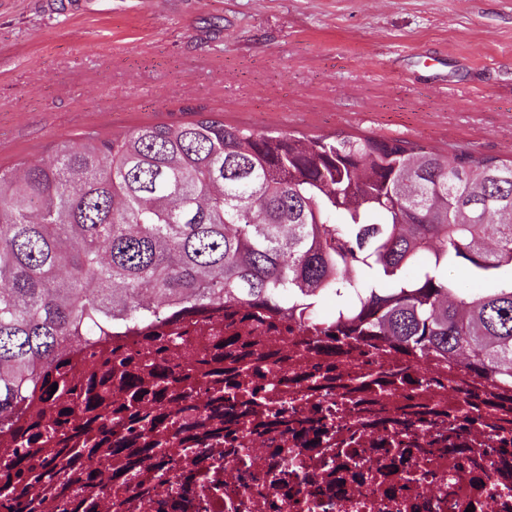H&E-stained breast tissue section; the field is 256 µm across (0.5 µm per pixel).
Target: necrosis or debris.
Returning <instances> with one entry per match:
<instances>
[{"label": "necrosis or debris", "instance_id": "4bbe7bcc", "mask_svg": "<svg viewBox=\"0 0 512 512\" xmlns=\"http://www.w3.org/2000/svg\"><path fill=\"white\" fill-rule=\"evenodd\" d=\"M209 305L165 310L150 323L114 327L137 346L142 336L176 324L214 322ZM271 411L287 410L288 433L241 426L235 443L183 435L182 447L142 458L131 469L83 462L64 477L70 497L44 495L41 512H74L89 497L96 512H512V435L473 424L467 446L448 443L447 423L400 432L362 428L336 391L317 398L292 384L266 389ZM483 451L482 469L468 448ZM150 484V495L136 485Z\"/></svg>", "mask_w": 512, "mask_h": 512}]
</instances>
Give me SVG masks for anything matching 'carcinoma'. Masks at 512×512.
<instances>
[{
  "label": "carcinoma",
  "mask_w": 512,
  "mask_h": 512,
  "mask_svg": "<svg viewBox=\"0 0 512 512\" xmlns=\"http://www.w3.org/2000/svg\"><path fill=\"white\" fill-rule=\"evenodd\" d=\"M450 267L498 287L464 288ZM147 297L222 304L224 331L178 325L130 347L112 326L151 318ZM324 299L336 302L328 321ZM290 322L327 323L299 337L328 357L319 376L295 373L314 395L336 380L333 354L363 343L400 357L336 386L372 425L380 413L395 425L447 414L426 396L386 401L431 358L460 367L465 401L497 391L458 426L475 413L511 432L512 161L460 152L450 170L418 143L259 133L202 115L64 139L47 159L0 167V424L56 462L42 471L19 452L0 495L26 481L66 494L71 461L129 439L177 448L185 430L232 433L266 404L277 369L252 327ZM71 345L93 362L77 382Z\"/></svg>",
  "instance_id": "cac0c4a2"
}]
</instances>
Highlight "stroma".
Segmentation results:
<instances>
[{"instance_id": "stroma-1", "label": "stroma", "mask_w": 512, "mask_h": 512, "mask_svg": "<svg viewBox=\"0 0 512 512\" xmlns=\"http://www.w3.org/2000/svg\"><path fill=\"white\" fill-rule=\"evenodd\" d=\"M215 115L512 158V0H0V167Z\"/></svg>"}]
</instances>
